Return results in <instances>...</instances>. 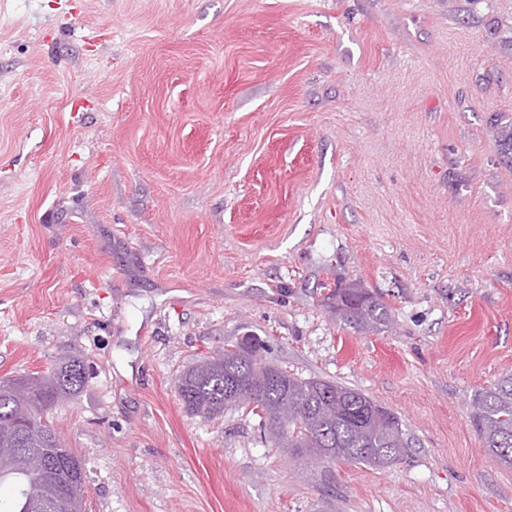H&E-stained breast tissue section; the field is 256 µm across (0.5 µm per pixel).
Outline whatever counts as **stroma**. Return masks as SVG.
Wrapping results in <instances>:
<instances>
[{"instance_id":"stroma-1","label":"stroma","mask_w":512,"mask_h":512,"mask_svg":"<svg viewBox=\"0 0 512 512\" xmlns=\"http://www.w3.org/2000/svg\"><path fill=\"white\" fill-rule=\"evenodd\" d=\"M355 283L386 331L337 322ZM247 334L410 456L187 413ZM72 357L86 512H512L471 420L512 374V0H0V377Z\"/></svg>"}]
</instances>
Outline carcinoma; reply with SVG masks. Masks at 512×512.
Returning <instances> with one entry per match:
<instances>
[{"mask_svg": "<svg viewBox=\"0 0 512 512\" xmlns=\"http://www.w3.org/2000/svg\"><path fill=\"white\" fill-rule=\"evenodd\" d=\"M336 318L361 332H378L391 321L389 306L364 288L330 294ZM247 334L222 352L205 356L178 377L186 412L217 418L235 408L256 418L263 435L278 436V415L288 410V452L295 458L386 467L409 456L412 440L398 415L361 391L320 378L303 379L278 365L250 360ZM86 366L70 359L44 373L0 380V485L13 487L3 512H84L85 460L51 433L48 414L76 396ZM472 420L485 448L512 468V375L474 395Z\"/></svg>", "mask_w": 512, "mask_h": 512, "instance_id": "cac0c4a2", "label": "carcinoma"}]
</instances>
